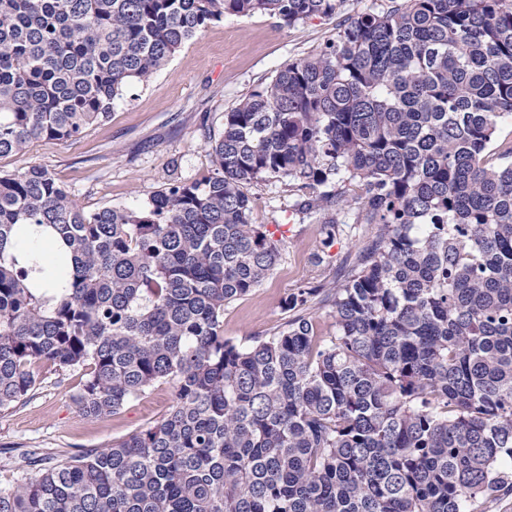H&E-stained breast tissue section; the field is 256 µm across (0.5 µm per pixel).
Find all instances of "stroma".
<instances>
[{"label":"stroma","instance_id":"35a3bbf8","mask_svg":"<svg viewBox=\"0 0 512 512\" xmlns=\"http://www.w3.org/2000/svg\"><path fill=\"white\" fill-rule=\"evenodd\" d=\"M388 5L389 0H344L338 19L313 17L291 28L262 14L224 17L188 41L149 82L130 83L106 120L72 140L34 141L24 153L0 160V172L47 167L89 211L131 206L171 183L201 180L215 168L209 143L220 137L225 112L288 60L335 39L339 19ZM246 191L254 201L252 223L289 224L293 233L284 240L273 274L224 312V336L238 344L283 322L282 301L293 288L335 283L355 244L343 235L323 249L321 219L294 211L298 195L286 180L254 182ZM41 377L25 404L0 412L1 487L20 478L25 454L60 458L106 448L153 425L173 404L172 385L158 382L116 414L85 418L74 403L83 388L81 371L47 365Z\"/></svg>","mask_w":512,"mask_h":512}]
</instances>
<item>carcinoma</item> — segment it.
<instances>
[{
	"instance_id": "1",
	"label": "carcinoma",
	"mask_w": 512,
	"mask_h": 512,
	"mask_svg": "<svg viewBox=\"0 0 512 512\" xmlns=\"http://www.w3.org/2000/svg\"><path fill=\"white\" fill-rule=\"evenodd\" d=\"M343 0H0V160L105 120L226 15L285 27ZM512 0H390L224 113L216 168L86 211L48 169L0 175V411L39 368L80 369L85 417L162 379L150 428L27 458L0 512H484L512 496ZM278 178L325 247L370 232L247 345L224 310L283 239L244 191ZM44 228L55 294L11 248ZM327 303L336 332L317 336Z\"/></svg>"
}]
</instances>
